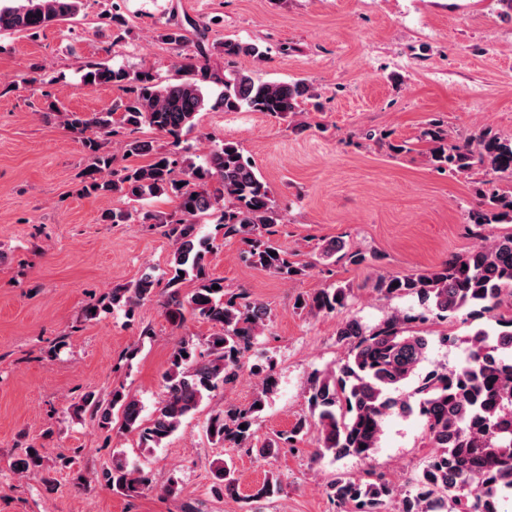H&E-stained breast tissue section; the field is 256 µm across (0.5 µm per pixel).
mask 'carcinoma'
Masks as SVG:
<instances>
[{"instance_id":"cac0c4a2","label":"carcinoma","mask_w":512,"mask_h":512,"mask_svg":"<svg viewBox=\"0 0 512 512\" xmlns=\"http://www.w3.org/2000/svg\"><path fill=\"white\" fill-rule=\"evenodd\" d=\"M82 0H0V32H26L35 36L56 21L75 17ZM162 40L175 46L184 78L162 84L146 70L130 71L101 63L87 65L82 78L93 76L91 85H117L126 99L110 112H68V126L86 134L82 144L91 163L84 172L82 193L98 195L120 192L131 201H146L167 195L177 202L169 217L149 210L114 209L105 215L113 224H158L174 246L172 269L163 290L162 307L167 320L181 328L187 318H200L216 329L208 340L209 354L196 353L189 338L182 337L169 356L163 376V394L149 419L142 418L139 400L122 389L107 399L82 396L77 410L112 428L113 411L121 413L123 429L138 435L139 447L156 448L172 436L182 420L194 413L202 401L223 385L234 382L249 352L261 344L270 321L263 303L240 291L224 297V284L209 272L214 245L199 236L198 224L215 209H221L219 226L224 237H238L246 246L247 261L283 279L306 275L310 264L295 259L277 240L283 215L266 182L238 143L225 140L214 146L202 165L183 155L180 139L195 127L196 115L207 105L226 112L242 109L280 118L301 112L312 99L305 79L268 81L230 71H213L208 58L217 49L231 57L240 54L261 57L255 44L226 40L209 44L208 27L183 24L170 16ZM223 90L210 101L211 86ZM148 126L172 138L171 149L159 151L147 142L130 137ZM434 146L430 162L451 174L481 168L497 179H512V138L491 130L470 141L449 137L433 120L425 132ZM122 136L124 154L147 156L144 165L115 166L114 156L103 149L101 139ZM468 221L480 229L488 224H512V188L482 195L479 205L468 211ZM351 264L369 261L360 250L330 243L323 256ZM191 278L198 287L190 294L180 288ZM160 280L151 274L135 283L117 286L107 301L87 309L85 318L95 319L112 309L134 316L139 304L151 299ZM219 289L214 290L212 286ZM372 288L387 299L410 298L416 305L391 314L368 331L356 320L341 323L337 341L347 348L344 361L331 372L315 371L309 378V414L272 438L260 440L258 425L265 409L264 397L274 393L278 379L270 358L250 367L261 381V396L244 408L230 407L211 415L206 434L216 443H231L260 458L292 449L310 429L318 434L316 456L335 459L372 458L383 434L385 418L391 414L416 415L433 453L412 479V491L399 500L396 512H435L439 502L449 503L447 512H501L512 499V232L488 245L455 254L438 266L408 275L380 274ZM350 288L330 284L311 294H300L298 310L332 313L345 307ZM465 309L489 314L491 323L473 328L462 342L467 357L458 367L422 372V364L434 343L448 344L452 337H438L413 330L430 318L452 321ZM245 428H240V425ZM44 457L28 448L15 459L13 469L37 476ZM112 490L135 496L150 485L140 471L129 467L122 454L100 471ZM218 490L239 496L233 466L217 460ZM281 491L272 474L254 489L251 499L269 501ZM336 512H388L393 489L372 470L365 480L338 474L326 487Z\"/></svg>"}]
</instances>
